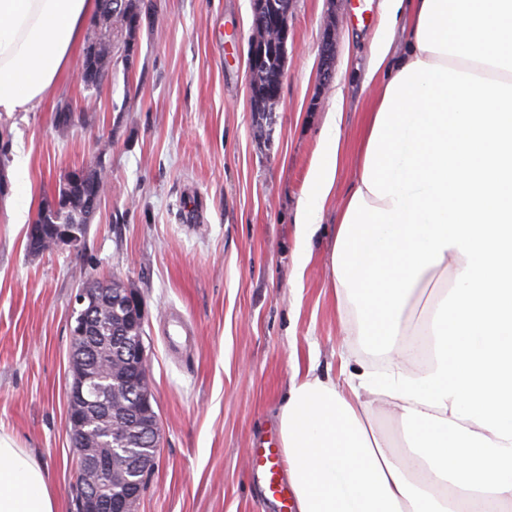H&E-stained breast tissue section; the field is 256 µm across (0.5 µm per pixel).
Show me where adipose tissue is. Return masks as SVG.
Segmentation results:
<instances>
[{
  "label": "adipose tissue",
  "instance_id": "1",
  "mask_svg": "<svg viewBox=\"0 0 512 512\" xmlns=\"http://www.w3.org/2000/svg\"><path fill=\"white\" fill-rule=\"evenodd\" d=\"M97 0H0V116L70 71ZM383 92L340 206L331 282L376 368L294 372L278 409L296 512H512V0H380ZM403 48L392 54L395 33ZM329 112L296 226L313 252L340 161ZM397 438L375 428L376 414ZM0 512H59L0 434Z\"/></svg>",
  "mask_w": 512,
  "mask_h": 512
}]
</instances>
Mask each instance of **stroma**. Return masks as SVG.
<instances>
[{
  "instance_id": "obj_1",
  "label": "stroma",
  "mask_w": 512,
  "mask_h": 512,
  "mask_svg": "<svg viewBox=\"0 0 512 512\" xmlns=\"http://www.w3.org/2000/svg\"><path fill=\"white\" fill-rule=\"evenodd\" d=\"M281 100L255 132L248 97L251 0H155L135 71L87 93L63 80L30 111L0 117V178L25 223L0 208V433L47 464L60 512H75L66 429L71 301L91 276L123 281L145 308L144 346L161 432L139 512H279L251 476L276 445L294 369L358 371L330 284L338 198L354 186L377 10L291 0ZM72 109L69 127L58 103ZM344 146L335 201L305 269L295 219L330 111ZM103 167L106 193L76 249L39 256L26 226L64 176Z\"/></svg>"
}]
</instances>
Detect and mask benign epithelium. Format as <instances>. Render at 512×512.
I'll list each match as a JSON object with an SVG mask.
<instances>
[{
    "label": "benign epithelium",
    "instance_id": "benign-epithelium-1",
    "mask_svg": "<svg viewBox=\"0 0 512 512\" xmlns=\"http://www.w3.org/2000/svg\"><path fill=\"white\" fill-rule=\"evenodd\" d=\"M254 18L259 21L260 34L250 43L248 73L272 67L282 81L291 35L288 9L272 6L269 0H252ZM251 107L264 102L277 103L281 93L249 84ZM87 174L76 171L64 179L61 191L55 194L41 210L38 224H55L53 248L74 249L82 239L61 223L67 208L69 188ZM121 304L127 318L135 325H144V308L136 292L124 289L118 296L112 288H79L72 302L70 327L69 369L71 383L67 394V430L76 456L77 512H137L141 498L140 474L154 468L155 461L140 456L136 446L140 438L156 442L160 424L153 413V390L145 349L141 337L124 342L125 353L103 362L95 370L88 363L87 352L101 347L105 337L96 335L95 313L105 306ZM133 374L132 387L99 386V377L106 373L118 382V373ZM140 417L139 436L130 437L124 421L130 413ZM110 437L111 447L101 445L99 435Z\"/></svg>",
    "mask_w": 512,
    "mask_h": 512
}]
</instances>
